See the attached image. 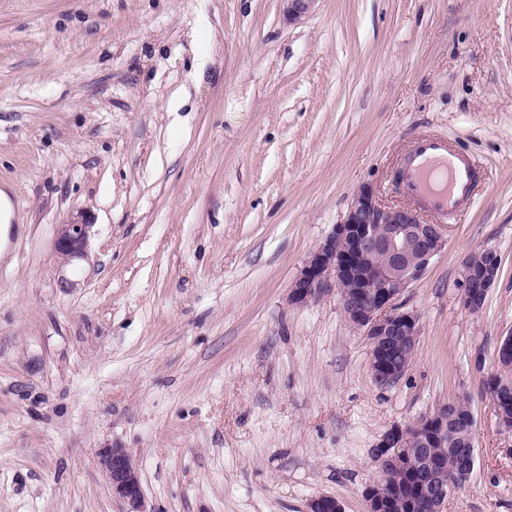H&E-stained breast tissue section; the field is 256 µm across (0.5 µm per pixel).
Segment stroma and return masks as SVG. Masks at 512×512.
I'll list each match as a JSON object with an SVG mask.
<instances>
[{"instance_id": "obj_1", "label": "stroma", "mask_w": 512, "mask_h": 512, "mask_svg": "<svg viewBox=\"0 0 512 512\" xmlns=\"http://www.w3.org/2000/svg\"><path fill=\"white\" fill-rule=\"evenodd\" d=\"M483 180L399 297L414 359L377 384L334 284L289 286L353 192L409 202L412 142ZM0 512H367L372 450L462 396L475 468L448 512H512V433L484 386L512 334V0H0ZM90 216L89 256L54 254ZM498 252L484 306L468 257ZM471 255L466 264L480 265L479 267L464 266L462 273V299L467 309L477 312L482 308L489 289L493 286L499 274L501 257L492 249H484ZM499 260V261H498ZM98 455L112 498L125 506L123 512H147L138 469L126 449L102 448Z\"/></svg>"}]
</instances>
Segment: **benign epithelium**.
<instances>
[{"instance_id":"obj_1","label":"benign epithelium","mask_w":512,"mask_h":512,"mask_svg":"<svg viewBox=\"0 0 512 512\" xmlns=\"http://www.w3.org/2000/svg\"><path fill=\"white\" fill-rule=\"evenodd\" d=\"M288 19L299 21L316 7L319 0H285ZM92 223L83 215L57 225L55 256L60 264L88 253ZM447 226L423 218L408 203L389 204L379 198L371 185L360 187L352 196L346 213L332 232L313 251L290 283L289 298L305 303L321 287L333 282L345 316L371 341L370 370L375 381L389 385L406 369L395 367L398 350L409 341H418L419 318L402 311L396 301L400 294L416 282L431 261L448 244ZM383 251L390 262L381 265L375 253ZM487 259L478 267L464 266L462 299L467 309L482 308L489 289L499 274L498 255L486 250ZM498 367L512 369V334L503 339L497 350ZM499 426L512 432V383L497 381L487 388ZM453 400L438 406L417 423L418 454L446 437L453 429ZM408 440L407 429H390L373 453V462L382 482L366 490L368 512H387L391 496L384 488L392 473L405 466L402 450ZM112 498L125 506V512H147L141 480L135 461L126 449L110 447L98 452ZM475 454L463 458L453 482L448 474L431 460H426L408 476L414 480L429 512H446L452 490L464 486L473 472ZM308 512H343L340 502L331 495H318L308 504Z\"/></svg>"}]
</instances>
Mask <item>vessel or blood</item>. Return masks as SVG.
Segmentation results:
<instances>
[{
	"label": "vessel or blood",
	"instance_id": "1",
	"mask_svg": "<svg viewBox=\"0 0 512 512\" xmlns=\"http://www.w3.org/2000/svg\"><path fill=\"white\" fill-rule=\"evenodd\" d=\"M408 188L436 214L469 204L476 171L472 161L450 149L445 140H417L405 158Z\"/></svg>",
	"mask_w": 512,
	"mask_h": 512
}]
</instances>
